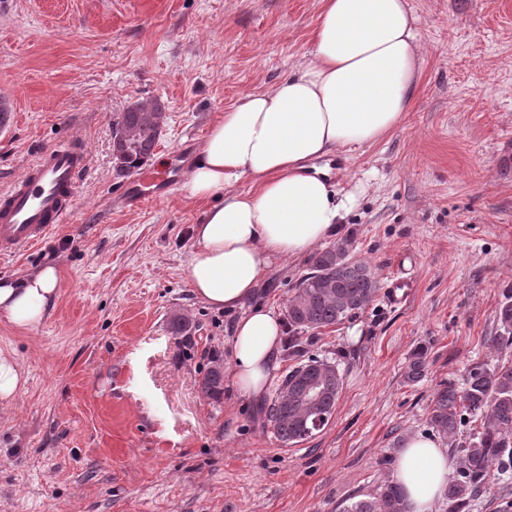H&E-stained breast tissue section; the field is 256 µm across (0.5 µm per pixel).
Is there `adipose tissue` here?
Here are the masks:
<instances>
[{
    "label": "adipose tissue",
    "mask_w": 512,
    "mask_h": 512,
    "mask_svg": "<svg viewBox=\"0 0 512 512\" xmlns=\"http://www.w3.org/2000/svg\"><path fill=\"white\" fill-rule=\"evenodd\" d=\"M310 60L267 90L218 114L184 188L206 202L193 226V293L239 311L230 384L258 399L280 354L283 323L251 300L275 261L309 252L335 234L365 193H339L324 158L378 142L399 125L417 90L420 19L408 0H322ZM248 191H235L240 180ZM58 289L48 264L22 281H0V313L20 327L45 318ZM436 438H408L391 480L409 512H432L453 474Z\"/></svg>",
    "instance_id": "adipose-tissue-1"
}]
</instances>
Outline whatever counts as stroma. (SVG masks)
<instances>
[{
	"instance_id": "stroma-1",
	"label": "stroma",
	"mask_w": 512,
	"mask_h": 512,
	"mask_svg": "<svg viewBox=\"0 0 512 512\" xmlns=\"http://www.w3.org/2000/svg\"><path fill=\"white\" fill-rule=\"evenodd\" d=\"M423 65L400 125L331 159L338 190L366 187L339 239L373 269L374 300L305 334L306 355L338 362L330 423L284 445L266 410L295 362L280 353L261 402L199 381L231 363L236 313L193 294L184 188L139 206L124 185H164L191 167L219 112L308 61L321 0H0V191L45 148L81 144L89 167L72 223L0 256V279L52 263L48 318L0 313V349L26 371L0 405V512H341L376 494L404 440L430 434L435 393L495 364L496 310L512 289V0H410ZM133 102L161 104L155 156L130 171L113 132ZM312 254L276 262L257 297L284 317ZM408 297L386 300L392 274ZM190 323L173 333V316ZM424 350L420 381L405 377Z\"/></svg>"
}]
</instances>
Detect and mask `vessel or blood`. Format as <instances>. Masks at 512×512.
Returning <instances> with one entry per match:
<instances>
[{"instance_id":"1","label":"vessel or blood","mask_w":512,"mask_h":512,"mask_svg":"<svg viewBox=\"0 0 512 512\" xmlns=\"http://www.w3.org/2000/svg\"><path fill=\"white\" fill-rule=\"evenodd\" d=\"M85 150L66 141L40 153L0 194V255L44 242L58 225L70 223L73 201L88 167Z\"/></svg>"}]
</instances>
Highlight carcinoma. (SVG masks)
Wrapping results in <instances>:
<instances>
[{"label":"carcinoma","instance_id":"cac0c4a2","mask_svg":"<svg viewBox=\"0 0 512 512\" xmlns=\"http://www.w3.org/2000/svg\"><path fill=\"white\" fill-rule=\"evenodd\" d=\"M159 119L161 116L157 115L151 121L142 112L123 113L121 123L130 132L128 169L138 167L152 154L161 134ZM348 253L349 244L341 242L314 257L312 272L301 279L288 299V348L298 347L301 334L352 319L373 300L378 290L374 272L365 262L348 261ZM496 316L498 330L492 345L500 360L492 366H472L459 389L447 385L438 390L427 420L460 453L457 475L448 483L445 493L448 512H465L491 482L506 483L512 479V291L501 302ZM425 365L424 352H416L407 365V379L420 380ZM299 366L322 374L319 411L332 418L343 385L339 365L309 357ZM200 388L209 397L223 393L220 366L213 365L207 370ZM267 415L282 443H300L297 422L305 410L293 395L278 392ZM476 420L480 421V430L460 442L462 427ZM342 512H407V507L399 487L387 481L377 495L353 500Z\"/></svg>","mask_w":512,"mask_h":512}]
</instances>
